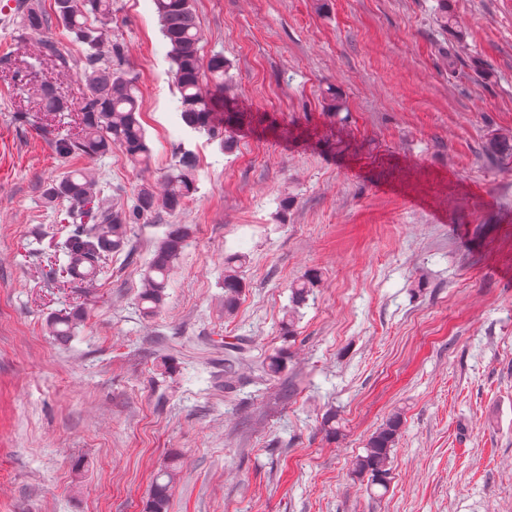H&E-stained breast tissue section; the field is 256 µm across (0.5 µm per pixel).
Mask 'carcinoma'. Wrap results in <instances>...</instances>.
<instances>
[{
  "label": "carcinoma",
  "mask_w": 512,
  "mask_h": 512,
  "mask_svg": "<svg viewBox=\"0 0 512 512\" xmlns=\"http://www.w3.org/2000/svg\"><path fill=\"white\" fill-rule=\"evenodd\" d=\"M154 4L168 46L178 92L176 111L182 125L220 140L226 150L232 149L235 131L247 116L228 109L227 60L221 53L207 59L202 57V35L193 0H154ZM17 14L16 24L21 30L41 33L54 25L67 39L84 46L80 77L86 94L79 107L76 132L57 138L56 150L64 155L93 156L107 154L117 147L132 166L147 169L152 149L140 121L138 76L125 68L120 45L106 41L112 24V0H48L46 4L23 0L17 5ZM33 56L39 63L52 62L60 71L71 70V57L51 35L39 40ZM29 91L52 119L68 110L67 103L50 82L34 85ZM195 172L194 156L183 152L178 164L158 183L142 184L135 203L127 208L102 198L99 176L87 168L70 171L52 184L46 191V199L68 201L67 216L75 224V229L60 243V251L66 257L62 266L66 278L87 286L95 284L103 273V260L125 245L130 225L141 223L159 208L179 211L194 196ZM188 238L187 225L172 224L157 246L138 295L144 316L152 317L163 307L171 272ZM245 264L246 257L242 254L224 257L226 316L234 314L246 286ZM320 280L321 273L312 269L292 285L288 318L282 321L283 335L294 336L297 310L306 303ZM81 319V309L75 308L51 317L47 327L54 340L65 346ZM286 355L284 349L269 354L262 362L263 373L278 376ZM401 427V414L394 413L369 436L363 453L353 461L354 476L387 487L391 454ZM174 478L172 467L158 473L152 483L148 512H168Z\"/></svg>",
  "instance_id": "cac0c4a2"
}]
</instances>
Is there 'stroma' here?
<instances>
[{"label":"stroma","instance_id":"35a3bbf8","mask_svg":"<svg viewBox=\"0 0 512 512\" xmlns=\"http://www.w3.org/2000/svg\"><path fill=\"white\" fill-rule=\"evenodd\" d=\"M15 0H0V512H512V0H196L204 54L229 62L250 115L232 150L184 128L152 0H113L110 38L139 77L147 172L83 158L132 205L182 152L197 192L132 225L91 287L51 278L71 231L48 185L73 167L16 83ZM338 111H328L327 96ZM190 228L167 298L143 274L169 225ZM247 257L224 314V258ZM322 280L294 337L290 285ZM84 319L58 345L46 321ZM249 354L234 382L224 342ZM285 367L263 378L265 354ZM403 418L388 488L352 473ZM335 417L338 435L326 420ZM175 475L172 467H166L158 473L152 483L148 512L168 511Z\"/></svg>","mask_w":512,"mask_h":512}]
</instances>
